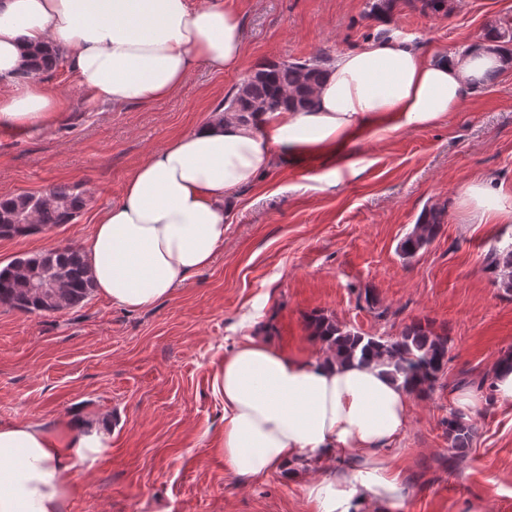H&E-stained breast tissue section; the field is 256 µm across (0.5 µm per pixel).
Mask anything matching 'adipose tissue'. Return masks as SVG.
<instances>
[{
    "mask_svg": "<svg viewBox=\"0 0 512 512\" xmlns=\"http://www.w3.org/2000/svg\"><path fill=\"white\" fill-rule=\"evenodd\" d=\"M46 46L97 100L122 107L168 98L201 66L237 69L245 30L223 0H0L1 126H46L63 112L30 54ZM501 67L485 49L437 60L405 41L375 42L339 54L306 109L249 121L213 113L153 150L81 245L97 293L132 311L154 305L211 264L225 196L253 185L276 154L340 158L356 139L435 125L461 110L474 78ZM456 204L476 224L512 216V201L485 181L466 184ZM211 385L224 406L216 449L238 476L315 465L305 491L316 512H395L405 500L384 452L411 404L383 366L339 364L326 351L304 360L248 336L216 363ZM111 445L105 421L0 424V512H64L73 469Z\"/></svg>",
    "mask_w": 512,
    "mask_h": 512,
    "instance_id": "1",
    "label": "adipose tissue"
}]
</instances>
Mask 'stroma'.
<instances>
[{"label":"stroma","instance_id":"35a3bbf8","mask_svg":"<svg viewBox=\"0 0 512 512\" xmlns=\"http://www.w3.org/2000/svg\"><path fill=\"white\" fill-rule=\"evenodd\" d=\"M230 2L245 27L241 67L198 68L169 98L114 108L71 63L43 73L69 107L48 127L0 126V196L68 183L85 189L86 204L74 223L0 238V266L79 246L149 152L205 122L260 64L334 57L378 28L366 0ZM504 16L512 0H453L447 17L404 7L393 36L445 56ZM349 153V168L326 156L275 158L234 192L213 262L151 307L130 311L95 293L55 312L0 304V423H112L111 448L74 469L65 512H310L287 472L247 482L225 468L213 446L224 411L211 365L245 334L319 354L305 326L314 311L372 336H398L414 320L447 330V368L432 393L411 397L396 443L409 490L401 512H464L475 500L512 512V403L487 394L468 409L475 434L462 453L449 449L444 425L466 382L512 352V293L486 270L489 251L512 244V219L470 224L456 205L476 178L512 194V66L439 123L361 139ZM434 204L447 208L437 237L403 260L399 241Z\"/></svg>","mask_w":512,"mask_h":512}]
</instances>
